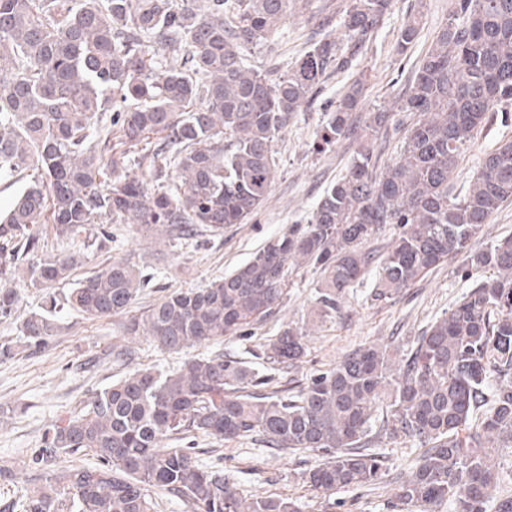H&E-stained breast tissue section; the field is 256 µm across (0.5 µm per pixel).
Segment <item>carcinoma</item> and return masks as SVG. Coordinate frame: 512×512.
<instances>
[{
    "label": "carcinoma",
    "mask_w": 512,
    "mask_h": 512,
    "mask_svg": "<svg viewBox=\"0 0 512 512\" xmlns=\"http://www.w3.org/2000/svg\"><path fill=\"white\" fill-rule=\"evenodd\" d=\"M390 3L342 0L321 27L341 22L350 53L325 37L274 76L247 66L244 52L285 23L290 0H0V178L37 172L0 213V276L14 274L24 254L29 284L50 288L79 265L73 255L34 256V224L66 236L113 221L172 237L199 226L218 235L251 219L271 194L275 136L328 70L351 65ZM419 30L418 18L404 20L399 49ZM362 91L352 83L327 113L320 147L351 133ZM511 106L512 0H453L403 100L418 118L393 160L379 165L374 148L388 113L368 112L351 165L307 223L289 225L223 278L174 289L134 315L142 270L114 260L78 281L64 306L87 319L127 314V335L172 353L248 335L283 303L301 264L319 274L321 314L369 274L374 300L388 301L451 255L465 257L473 284L405 358L387 344L361 348L292 396L256 392L266 382L259 370L220 351L170 371L129 369L52 424L23 461L45 480L27 490L22 512H154L152 489L189 512H301L289 497L240 495L224 469L174 444L260 436L276 449L318 451L307 483L328 500L381 477L368 437L384 400L380 430L425 447L395 488L397 504L486 512L500 483L492 453L512 450V236L478 251L471 241L512 202V141L485 154L464 194L453 186L465 149ZM128 151L143 174L126 171ZM172 168L179 195L164 190ZM386 228L388 251L363 248ZM19 299L0 282V318ZM57 307L53 300L22 321L29 343L52 335ZM304 337L281 326L262 344L263 360L298 366ZM80 454L96 465L65 464Z\"/></svg>",
    "instance_id": "1"
}]
</instances>
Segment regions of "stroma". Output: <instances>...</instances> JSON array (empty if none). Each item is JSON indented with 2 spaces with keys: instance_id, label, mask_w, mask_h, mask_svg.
<instances>
[{
  "instance_id": "1",
  "label": "stroma",
  "mask_w": 512,
  "mask_h": 512,
  "mask_svg": "<svg viewBox=\"0 0 512 512\" xmlns=\"http://www.w3.org/2000/svg\"><path fill=\"white\" fill-rule=\"evenodd\" d=\"M340 0H292L287 21L266 43L245 53L248 66L262 72H283L316 41L325 36L347 46L343 26L332 31L319 28V18L335 10ZM451 0H392L380 26L365 42L349 69L328 76L317 98L294 113L272 143L276 173L271 197L258 214L243 224L225 225L219 235L197 232L171 241L160 240L135 224L88 225L71 235H57L54 225L36 224L44 256L77 255L80 265L72 272L81 279L115 260L140 268L149 277L138 304L145 307L173 289L197 288L223 277L249 260L288 225L305 223L326 188L341 176L358 145L357 135L342 138L327 150H314L317 131L344 86L364 84L363 110L381 109L391 120L378 134L376 150L389 161L400 149L412 118L402 112L404 94L439 27L445 22ZM420 15V35L412 48L399 52V28L407 16ZM512 139V111L495 113L490 123L462 156L454 183L465 192L485 153L499 141ZM462 261L446 260L397 294L393 300H374L371 281L346 289L336 312L317 316L312 269L293 274L288 297L277 314L250 336L225 338L224 351L254 362L265 338L284 324L297 325L306 334V355L300 367L273 372L268 391H298L310 376L339 364L353 351L374 344H388L406 352L418 336L448 311L465 293L470 281L461 273ZM22 296L15 314L0 319V345L14 355L0 359V460L22 462L31 449L40 447L47 429L61 417L78 414L104 386L120 377L126 366L105 358L114 346L130 347L135 367L168 369L178 366L180 354L161 350L150 339L127 336L125 316L87 319L69 309L56 316V328L39 348H28L20 325L39 310L47 294L62 296L68 283L50 290L34 288L25 278L11 279ZM202 462L223 468L237 490L246 496L264 493L297 500L302 512H400L395 505L398 478L411 473L423 453L422 446L406 436L385 434L373 438L371 450L381 460L382 476L374 485L350 487L322 502L310 490L306 474L317 457L308 450L275 451L257 438L219 441L201 437L193 442Z\"/></svg>"
}]
</instances>
